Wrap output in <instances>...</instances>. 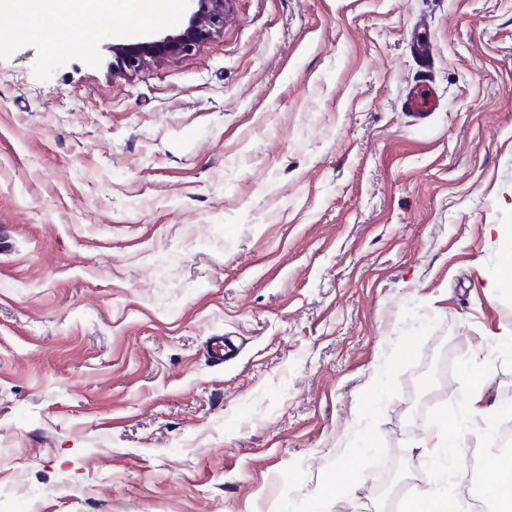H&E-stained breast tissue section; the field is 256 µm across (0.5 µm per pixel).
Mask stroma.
I'll use <instances>...</instances> for the list:
<instances>
[{"mask_svg":"<svg viewBox=\"0 0 512 512\" xmlns=\"http://www.w3.org/2000/svg\"><path fill=\"white\" fill-rule=\"evenodd\" d=\"M427 21L434 59L411 52ZM67 21L0 51V512H391L427 431L512 402V0H226L136 72ZM430 83L427 123L402 109ZM239 356L219 364L212 337Z\"/></svg>","mask_w":512,"mask_h":512,"instance_id":"obj_1","label":"stroma"}]
</instances>
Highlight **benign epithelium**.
I'll use <instances>...</instances> for the list:
<instances>
[{"label":"benign epithelium","instance_id":"1","mask_svg":"<svg viewBox=\"0 0 512 512\" xmlns=\"http://www.w3.org/2000/svg\"><path fill=\"white\" fill-rule=\"evenodd\" d=\"M186 20L175 34L141 37L113 48V68L134 72L151 63L186 55L224 26V0H184Z\"/></svg>","mask_w":512,"mask_h":512}]
</instances>
